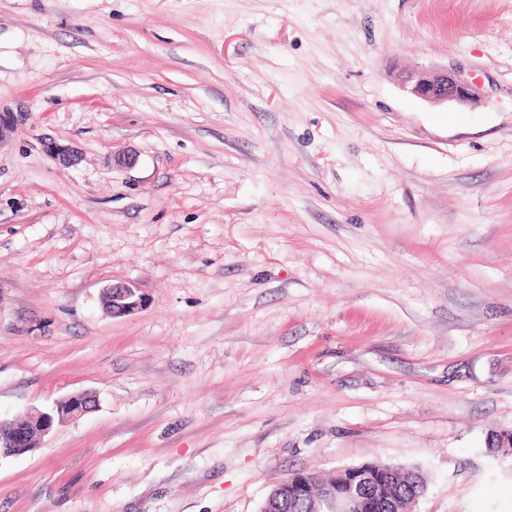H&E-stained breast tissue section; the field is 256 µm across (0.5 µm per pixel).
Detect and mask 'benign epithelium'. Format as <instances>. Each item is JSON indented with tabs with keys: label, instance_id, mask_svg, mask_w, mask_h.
Returning <instances> with one entry per match:
<instances>
[{
	"label": "benign epithelium",
	"instance_id": "obj_1",
	"mask_svg": "<svg viewBox=\"0 0 512 512\" xmlns=\"http://www.w3.org/2000/svg\"><path fill=\"white\" fill-rule=\"evenodd\" d=\"M402 86L413 96L433 105L452 103L469 107L478 99L474 84L463 76L461 71L420 70L400 76ZM27 113L0 110V143L26 121ZM43 150L65 168L77 166L82 161V152L71 145H62L52 139L42 143ZM147 298L133 284L125 281L115 282L103 289V306L114 317L132 315L142 310ZM96 407V396L90 392H77L54 402L50 408L29 407L22 416L9 423L0 420V430L8 434L0 459L23 455L37 448L38 441L47 435L57 422H63L81 416ZM353 478L340 492L332 487L324 489L319 512H370L372 502L363 494L364 486L375 480H384L392 469L387 468L380 475L350 468ZM292 489L293 495L304 498L313 492V486L298 471L291 474L283 485Z\"/></svg>",
	"mask_w": 512,
	"mask_h": 512
}]
</instances>
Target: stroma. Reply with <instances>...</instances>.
I'll return each instance as SVG.
<instances>
[{
  "mask_svg": "<svg viewBox=\"0 0 512 512\" xmlns=\"http://www.w3.org/2000/svg\"><path fill=\"white\" fill-rule=\"evenodd\" d=\"M0 107V417L98 400L0 512H259L366 462L512 512V0H0ZM402 86L413 96L433 105L452 103L469 107L478 99L477 88L461 71L420 70L399 75ZM43 150L65 168L77 166L82 161V152L71 145H62L52 139L42 141ZM103 306L113 317L135 314L147 304V298L133 284L125 281L112 283L103 289ZM306 472L298 471L291 474L285 481L281 482L268 497L260 512H284L285 499L279 494L283 489V484L292 489L293 495L299 498L291 499L288 502V512H312V502L309 499H303L313 492V486L305 476Z\"/></svg>",
  "mask_w": 512,
  "mask_h": 512,
  "instance_id": "stroma-1",
  "label": "stroma"
}]
</instances>
